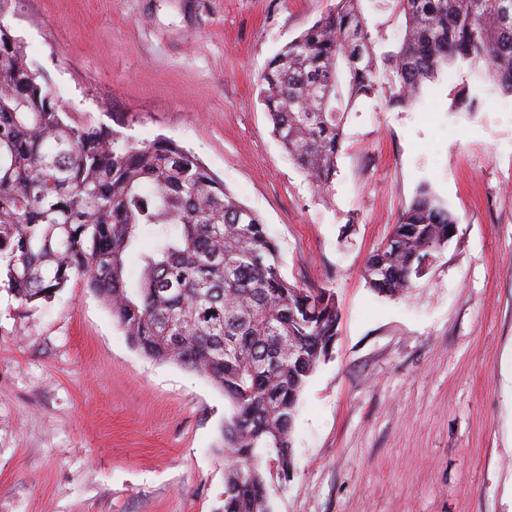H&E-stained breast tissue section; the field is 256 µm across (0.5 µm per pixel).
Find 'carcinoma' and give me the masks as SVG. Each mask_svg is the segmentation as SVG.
Masks as SVG:
<instances>
[{
    "instance_id": "cac0c4a2",
    "label": "carcinoma",
    "mask_w": 512,
    "mask_h": 512,
    "mask_svg": "<svg viewBox=\"0 0 512 512\" xmlns=\"http://www.w3.org/2000/svg\"><path fill=\"white\" fill-rule=\"evenodd\" d=\"M373 13L399 21L396 40ZM462 64L512 96V0H334L273 56L260 88L274 136L323 193L358 101L407 108ZM456 225L421 187L391 245L370 255V288L413 287ZM0 274L34 306L84 280L132 346L223 391V512H270L267 485L294 469L300 398L336 336L334 294L284 278L266 225L193 152L75 119L2 23Z\"/></svg>"
}]
</instances>
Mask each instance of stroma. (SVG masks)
I'll return each mask as SVG.
<instances>
[{
    "mask_svg": "<svg viewBox=\"0 0 512 512\" xmlns=\"http://www.w3.org/2000/svg\"><path fill=\"white\" fill-rule=\"evenodd\" d=\"M332 0H20L0 16L57 99L120 137L192 150L339 322L272 512H512V97L468 68L418 105L363 101L328 194L271 132L258 78ZM457 235L414 288L364 270L421 186ZM228 406L135 349L71 282L43 307L0 281V512H222Z\"/></svg>",
    "mask_w": 512,
    "mask_h": 512,
    "instance_id": "1",
    "label": "stroma"
}]
</instances>
